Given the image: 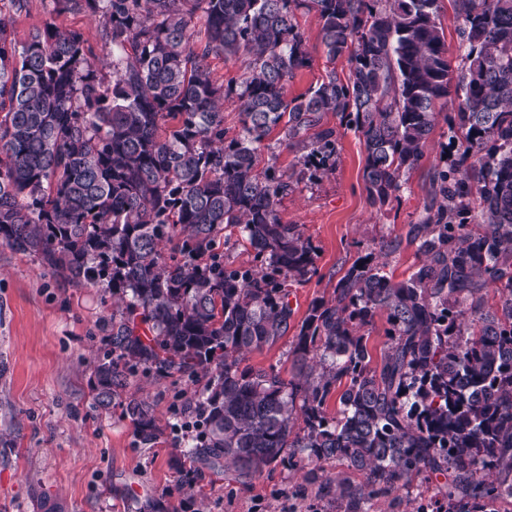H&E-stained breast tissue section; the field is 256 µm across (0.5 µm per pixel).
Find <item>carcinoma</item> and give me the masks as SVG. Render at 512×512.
I'll return each instance as SVG.
<instances>
[{"mask_svg":"<svg viewBox=\"0 0 512 512\" xmlns=\"http://www.w3.org/2000/svg\"><path fill=\"white\" fill-rule=\"evenodd\" d=\"M443 0H50L43 27L17 44L0 16V243L52 277L108 288L125 306L105 320L94 401L108 411L139 372L203 373L175 411L206 468L260 474L287 450L358 472L326 478L343 512H364L423 474L433 512H496L512 498V0H448L459 23L452 67ZM318 14L327 60L346 61L305 93L311 64L297 12ZM84 13L112 47L105 80L81 32ZM244 55L239 82L210 59ZM240 130L224 129V100ZM451 106L447 151L432 168L426 215L407 244L406 279L356 261L297 322L287 283L319 274L317 249L278 207L291 177L260 147L277 127L327 173L334 113L363 142L364 188L383 206L424 155ZM238 230L254 265L229 269ZM497 290L491 304L487 288ZM386 316L375 367L361 328ZM295 328V375L240 368L241 356ZM339 391V411L326 403ZM143 444L153 406L122 404Z\"/></svg>","mask_w":512,"mask_h":512,"instance_id":"1","label":"carcinoma"}]
</instances>
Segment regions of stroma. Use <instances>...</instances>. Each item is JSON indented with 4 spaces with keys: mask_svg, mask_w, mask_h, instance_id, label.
<instances>
[{
    "mask_svg": "<svg viewBox=\"0 0 512 512\" xmlns=\"http://www.w3.org/2000/svg\"><path fill=\"white\" fill-rule=\"evenodd\" d=\"M297 22L312 63L289 81L292 97L320 82L329 68L342 76L348 72L345 61L328 63L315 11L299 12ZM324 124L337 129L338 140L333 168L319 178L301 176L300 147L272 136L261 151L282 172L299 175L279 216L300 225L318 249L319 279L288 286L299 319L313 299L330 296L361 257L385 255L386 270L397 281L414 270L419 258L404 239L424 215L429 172L448 143L442 116L397 198L379 208L364 189L362 142L341 129L336 115H327ZM396 240L400 248L386 252ZM117 307L104 289L55 279L35 258L0 244V512H335L319 478L337 474L360 485L361 475L345 465L325 462L315 471L297 455L250 478L203 468L174 415L182 397L204 388L203 375L192 381L176 375L129 379L124 398L148 399L162 429L154 443L141 444L121 405L105 413L92 401L94 360L105 346L100 325ZM293 346V335L283 336L246 354L241 364L273 367L291 379ZM435 495L434 482L419 476L397 492L372 498L367 508L406 512L408 501Z\"/></svg>",
    "mask_w": 512,
    "mask_h": 512,
    "instance_id": "obj_1",
    "label": "stroma"
}]
</instances>
